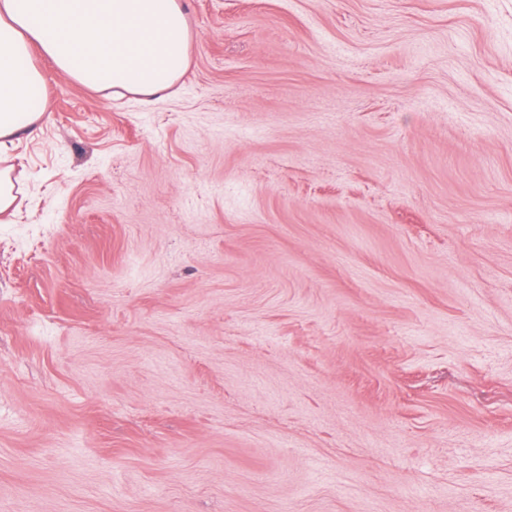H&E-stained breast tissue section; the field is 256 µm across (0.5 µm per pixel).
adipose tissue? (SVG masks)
<instances>
[{"instance_id": "1", "label": "adipose tissue", "mask_w": 512, "mask_h": 512, "mask_svg": "<svg viewBox=\"0 0 512 512\" xmlns=\"http://www.w3.org/2000/svg\"><path fill=\"white\" fill-rule=\"evenodd\" d=\"M191 40L182 0H0V158L42 115L34 52L84 87L149 98L183 76Z\"/></svg>"}]
</instances>
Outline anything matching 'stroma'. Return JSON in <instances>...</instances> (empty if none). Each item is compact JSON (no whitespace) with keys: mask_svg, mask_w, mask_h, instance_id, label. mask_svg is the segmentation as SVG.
Listing matches in <instances>:
<instances>
[{"mask_svg":"<svg viewBox=\"0 0 512 512\" xmlns=\"http://www.w3.org/2000/svg\"><path fill=\"white\" fill-rule=\"evenodd\" d=\"M183 2L159 97L38 62L0 512H512V0Z\"/></svg>","mask_w":512,"mask_h":512,"instance_id":"1","label":"stroma"}]
</instances>
